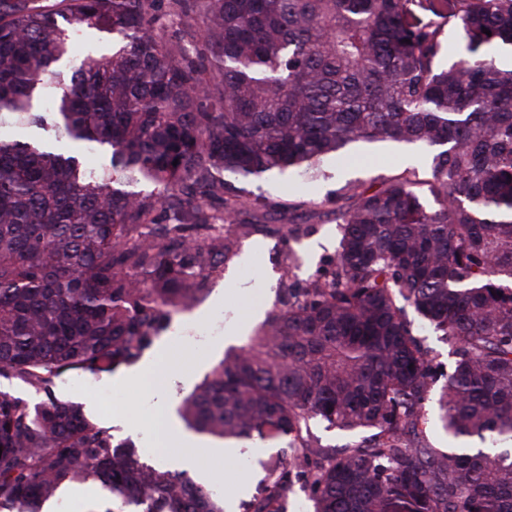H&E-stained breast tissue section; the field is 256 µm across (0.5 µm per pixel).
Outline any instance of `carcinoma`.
I'll list each match as a JSON object with an SVG mask.
<instances>
[{
	"mask_svg": "<svg viewBox=\"0 0 512 512\" xmlns=\"http://www.w3.org/2000/svg\"><path fill=\"white\" fill-rule=\"evenodd\" d=\"M441 19L465 45L446 68ZM505 46L512 0H0V378L42 396L0 389V512L88 482L107 505L87 512H224L57 382L135 363L238 255L249 225L229 228L241 203L215 174L314 179L360 144L434 153L343 190L330 266L278 288L181 419L281 445L250 512H285L297 484L314 512H512ZM406 306L456 357L446 448L425 441L440 371ZM315 421L363 437L314 444Z\"/></svg>",
	"mask_w": 512,
	"mask_h": 512,
	"instance_id": "cac0c4a2",
	"label": "carcinoma"
}]
</instances>
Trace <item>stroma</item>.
Instances as JSON below:
<instances>
[{
  "mask_svg": "<svg viewBox=\"0 0 512 512\" xmlns=\"http://www.w3.org/2000/svg\"><path fill=\"white\" fill-rule=\"evenodd\" d=\"M360 159L336 164L326 159L318 178L284 174L275 178H248L233 181L232 187L245 206L238 221L251 225L250 233L241 236L237 258L221 278L187 312L174 316L170 330L162 332L151 349L144 353H166L158 367L160 378L154 384L136 390L126 385L130 367L112 374L66 377L56 387L59 397L82 403L86 411L119 439L133 440L147 449L146 461L153 466H170L173 458L190 457L192 474L201 476L216 491L236 486L240 495L231 512H246V504L261 490L264 471L261 460L271 454L270 442L255 438L245 441L236 454L225 455L224 444L205 434L195 437L194 444L169 443L165 432L178 416L164 420L156 415L160 404L177 405L210 371L225 348L239 344L234 327L252 332L255 323L246 313L252 304L271 310L276 301L279 282L286 275L308 278L319 271L336 254L339 229L332 214V201L342 188L357 186L371 191L405 169L427 170L431 158L408 147L363 145ZM265 196L266 206H253L256 196ZM299 224L306 234L287 242L269 232V225ZM299 258L289 266V254Z\"/></svg>",
  "mask_w": 512,
  "mask_h": 512,
  "instance_id": "1",
  "label": "stroma"
}]
</instances>
